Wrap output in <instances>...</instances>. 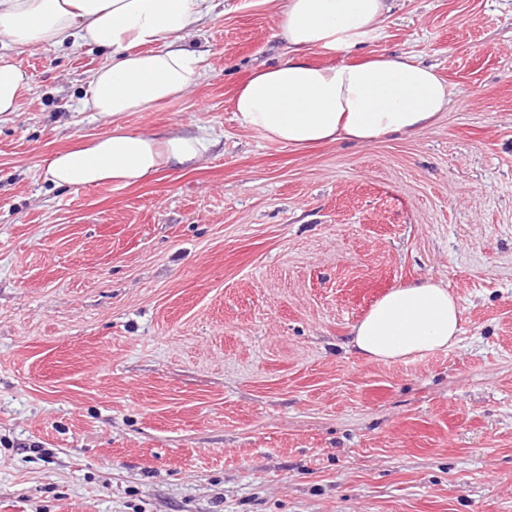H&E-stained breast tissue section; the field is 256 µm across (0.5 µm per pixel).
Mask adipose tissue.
Here are the masks:
<instances>
[{
  "label": "adipose tissue",
  "instance_id": "obj_1",
  "mask_svg": "<svg viewBox=\"0 0 512 512\" xmlns=\"http://www.w3.org/2000/svg\"><path fill=\"white\" fill-rule=\"evenodd\" d=\"M217 0H0V39L18 48L89 47L109 52L92 71L84 109L108 120L107 132L47 156L45 178L69 190L109 182L126 187L161 170L195 168L215 144L191 131L135 133L128 113L180 96L203 76L202 57L186 47ZM387 0H282L280 37L288 53L254 70L235 97L240 123L272 143L305 149L320 143L368 144L411 136L449 103L434 67L398 55L318 65L312 50L333 55L365 43L387 12ZM28 73L0 55V113L20 109ZM461 310L442 282L427 278L391 289L351 330L362 358L393 363L456 343Z\"/></svg>",
  "mask_w": 512,
  "mask_h": 512
}]
</instances>
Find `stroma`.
<instances>
[{
  "label": "stroma",
  "instance_id": "stroma-1",
  "mask_svg": "<svg viewBox=\"0 0 512 512\" xmlns=\"http://www.w3.org/2000/svg\"><path fill=\"white\" fill-rule=\"evenodd\" d=\"M281 0H220L206 74L129 113L202 129L194 170L52 189L48 154L104 133L106 63L16 49L0 115V512H512V0H392L351 59L435 66L410 137L294 150L233 111L282 57ZM443 281L452 347L364 360L386 291ZM29 82L25 70L8 55H0V114L19 111L21 92Z\"/></svg>",
  "mask_w": 512,
  "mask_h": 512
}]
</instances>
